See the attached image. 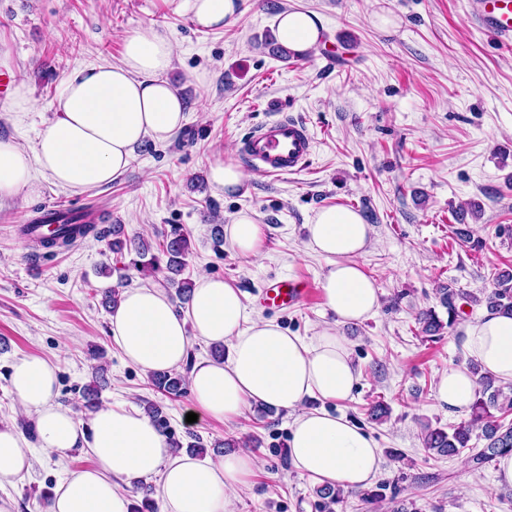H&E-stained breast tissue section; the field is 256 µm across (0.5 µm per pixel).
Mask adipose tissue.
I'll return each mask as SVG.
<instances>
[{"mask_svg":"<svg viewBox=\"0 0 512 512\" xmlns=\"http://www.w3.org/2000/svg\"><path fill=\"white\" fill-rule=\"evenodd\" d=\"M238 0H178L204 29L235 21ZM279 42L304 56L322 38L318 14L286 10L276 17ZM173 43L155 31L130 34L121 64L73 70L53 102L58 117L40 133L31 152L0 140V199L38 189L36 173L65 189L106 185L130 164L145 139L165 141L185 121L186 103L167 79ZM307 247L326 261L321 288L337 325L371 318L379 307L375 280L358 259L372 227L360 213L338 206L319 209L306 226ZM225 233L245 257L265 246L264 231L251 213L236 214ZM112 338L125 358L148 372L176 371L192 339L229 347L226 358L195 364L190 391L204 413L226 420L252 405L292 414L288 454L292 466L316 483L345 490L369 485L382 458L374 439L344 415L327 410L348 400L359 378L346 337L325 327L306 338L276 321L251 318L238 288L224 279L201 277L187 316L149 285L124 290L112 314ZM465 346L483 372L512 383V316L488 313L465 328ZM55 362L39 356L16 360L9 385L21 409L32 415L42 448L65 456L88 449L92 468L70 473L55 489L49 512H131L129 487L159 476L155 496L163 512H234V493L258 466L249 451L201 461L174 455L163 433L141 411L106 405L87 420L56 402ZM478 383L463 366L449 367L435 398L458 412L469 410ZM32 455L21 431L0 422V482L23 478Z\"/></svg>","mask_w":512,"mask_h":512,"instance_id":"1","label":"adipose tissue"}]
</instances>
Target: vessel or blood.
Here are the masks:
<instances>
[{
    "instance_id": "vessel-or-blood-1",
    "label": "vessel or blood",
    "mask_w": 512,
    "mask_h": 512,
    "mask_svg": "<svg viewBox=\"0 0 512 512\" xmlns=\"http://www.w3.org/2000/svg\"><path fill=\"white\" fill-rule=\"evenodd\" d=\"M474 22L504 46H512V0H469ZM314 139L302 122L287 117L256 127L243 139L241 153L246 162L265 174L295 173L310 160ZM312 288L306 281L286 279L266 289V305L281 307L308 299Z\"/></svg>"
}]
</instances>
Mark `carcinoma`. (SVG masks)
<instances>
[{"label": "carcinoma", "mask_w": 512, "mask_h": 512, "mask_svg": "<svg viewBox=\"0 0 512 512\" xmlns=\"http://www.w3.org/2000/svg\"><path fill=\"white\" fill-rule=\"evenodd\" d=\"M102 216L95 210L59 209L46 213L23 228V233L44 248L70 247L77 241L89 236L95 240L106 239L112 252H122L126 242L122 240L123 226L111 224L98 227ZM159 251L166 257L165 264L160 258L150 254L152 245L144 240L134 244L138 260L134 267L143 275L154 277L163 274L167 288L176 289V294L184 301L190 299L193 285L190 279L183 277L189 255V237L178 225L171 226L170 233L158 243ZM441 305L448 310V324H453L458 316L457 302L485 303L491 313L512 316V271L500 270L493 277L492 285L484 288L480 294L464 293L448 284L439 288ZM422 330L434 334L442 324L435 311L427 310L418 317ZM470 369L478 375V394L472 405V419L469 423L453 428L449 433L442 428H427L424 434V446L440 456L454 457L469 447L473 425L480 427L486 445L471 456L473 463L482 467L499 455L512 452V423H505L512 411V392L505 390L497 380L488 374L479 373L478 364L470 363ZM186 379L177 372H154L151 384L169 395L179 396Z\"/></svg>", "instance_id": "1"}]
</instances>
